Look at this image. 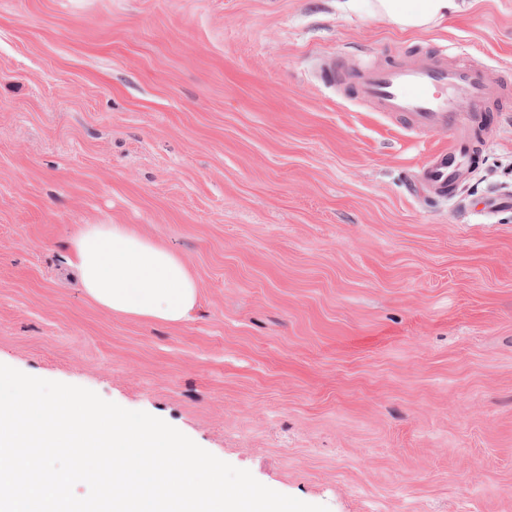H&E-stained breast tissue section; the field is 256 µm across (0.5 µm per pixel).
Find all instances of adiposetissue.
<instances>
[{
  "label": "adipose tissue",
  "instance_id": "adipose-tissue-1",
  "mask_svg": "<svg viewBox=\"0 0 512 512\" xmlns=\"http://www.w3.org/2000/svg\"><path fill=\"white\" fill-rule=\"evenodd\" d=\"M471 6L470 0H336L347 15H363L403 32H426ZM85 295L117 314L179 323L194 311L199 289L185 263L123 224H86L71 240Z\"/></svg>",
  "mask_w": 512,
  "mask_h": 512
}]
</instances>
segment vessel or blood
I'll return each mask as SVG.
<instances>
[{"label": "vessel or blood", "instance_id": "1", "mask_svg": "<svg viewBox=\"0 0 512 512\" xmlns=\"http://www.w3.org/2000/svg\"><path fill=\"white\" fill-rule=\"evenodd\" d=\"M356 79L359 97L377 111L404 119L412 129L449 133L447 148L432 154L422 171L423 181L441 196L471 164L465 144L454 136L459 101L481 104L507 92L492 71L449 62L444 50L409 63L369 66Z\"/></svg>", "mask_w": 512, "mask_h": 512}]
</instances>
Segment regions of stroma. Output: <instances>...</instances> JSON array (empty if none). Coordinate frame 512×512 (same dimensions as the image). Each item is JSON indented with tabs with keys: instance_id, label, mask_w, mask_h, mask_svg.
Here are the masks:
<instances>
[{
	"instance_id": "stroma-1",
	"label": "stroma",
	"mask_w": 512,
	"mask_h": 512,
	"mask_svg": "<svg viewBox=\"0 0 512 512\" xmlns=\"http://www.w3.org/2000/svg\"><path fill=\"white\" fill-rule=\"evenodd\" d=\"M449 49L512 88V0L428 32L336 0H0V363L163 419L329 512H512V96L470 175L340 83ZM84 224L184 260L179 324L73 277Z\"/></svg>"
}]
</instances>
